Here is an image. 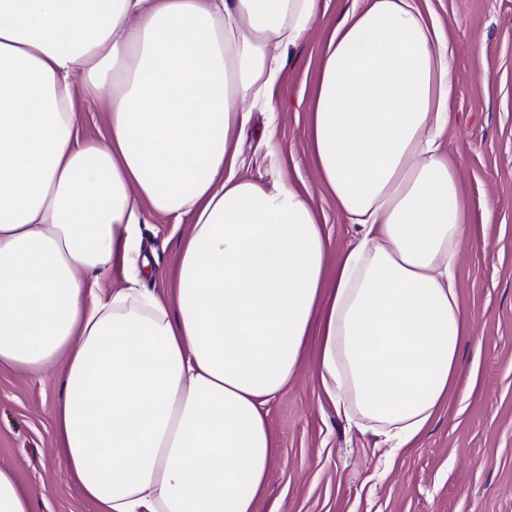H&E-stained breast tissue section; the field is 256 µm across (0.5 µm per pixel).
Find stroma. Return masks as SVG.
Wrapping results in <instances>:
<instances>
[{"instance_id": "35a3bbf8", "label": "stroma", "mask_w": 512, "mask_h": 512, "mask_svg": "<svg viewBox=\"0 0 512 512\" xmlns=\"http://www.w3.org/2000/svg\"><path fill=\"white\" fill-rule=\"evenodd\" d=\"M352 6L329 0L308 42L281 72L274 144L254 112L243 142L250 176L266 185H305L330 235L331 253L352 231L320 187L308 151L309 99L317 53ZM448 32L456 93L448 157L471 212L475 245L460 259L459 298L473 333L460 347L472 394L455 391L411 447H376L338 415L316 382L314 351L270 406L276 446L257 512H512V0H427ZM188 224L160 218L141 227V248L161 289ZM54 372L0 373V467L29 489L38 512H95L71 482L53 448Z\"/></svg>"}]
</instances>
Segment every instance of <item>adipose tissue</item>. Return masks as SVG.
<instances>
[{
    "label": "adipose tissue",
    "mask_w": 512,
    "mask_h": 512,
    "mask_svg": "<svg viewBox=\"0 0 512 512\" xmlns=\"http://www.w3.org/2000/svg\"><path fill=\"white\" fill-rule=\"evenodd\" d=\"M327 0H0V370L62 367L55 452L96 512H256L268 406L317 340L337 413L407 447L461 379L470 210L444 150L448 34L421 0H353L307 104L330 236L294 184L249 176L250 101ZM102 105L100 140L80 102ZM190 231L165 291L139 229ZM124 274L103 291L100 280Z\"/></svg>",
    "instance_id": "1"
}]
</instances>
